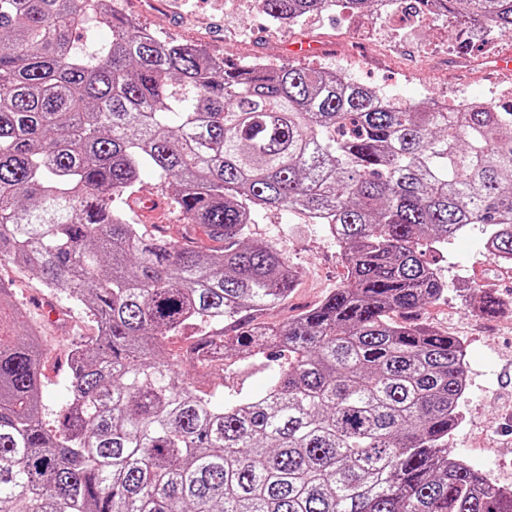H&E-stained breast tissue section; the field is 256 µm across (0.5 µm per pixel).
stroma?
Wrapping results in <instances>:
<instances>
[{
  "instance_id": "1",
  "label": "stroma",
  "mask_w": 512,
  "mask_h": 512,
  "mask_svg": "<svg viewBox=\"0 0 512 512\" xmlns=\"http://www.w3.org/2000/svg\"><path fill=\"white\" fill-rule=\"evenodd\" d=\"M118 7L160 38L201 46L234 63L260 59L272 66L337 70L405 102H493L500 100L503 86L512 85L511 75L491 72L499 56L512 55V33L474 27L462 32L444 17L369 27L362 14L339 6L275 28L252 0H118ZM251 235L278 243L298 271L288 300L263 312L268 325L283 326L345 279L335 243L301 211H261ZM480 237L479 228H472L435 253L448 295L422 308L418 317L460 337L467 351L469 384L461 421L449 439L451 454L497 485L512 487V273H502L484 256ZM0 282L32 317L41 318V301L59 317L55 323L41 319L47 349L41 396L46 418L54 419L70 400L64 355L78 339L94 338L97 327L82 304L66 292L40 287L25 269L4 263ZM478 284L505 297L500 314L486 317L474 310L470 288ZM186 375L197 389L219 396L242 386L258 392L272 379L261 365L244 371L190 369Z\"/></svg>"
}]
</instances>
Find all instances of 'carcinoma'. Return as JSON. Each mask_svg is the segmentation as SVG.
I'll use <instances>...</instances> for the list:
<instances>
[{
	"label": "carcinoma",
	"instance_id": "carcinoma-1",
	"mask_svg": "<svg viewBox=\"0 0 512 512\" xmlns=\"http://www.w3.org/2000/svg\"><path fill=\"white\" fill-rule=\"evenodd\" d=\"M421 2L512 32V0ZM339 3L376 0H260L278 26ZM77 13L0 0V262L99 328L67 355L53 426L41 335L0 283V512H512V488L448 451L462 342L413 320L448 288L433 253L472 225L512 264V103L393 102L330 71L230 63L110 8L93 44ZM145 169L174 187L179 240L115 205ZM261 209L326 225L346 269L275 330L253 321L298 271L250 237ZM478 292V312H501ZM234 359L273 382L217 403L179 372Z\"/></svg>",
	"mask_w": 512,
	"mask_h": 512
}]
</instances>
